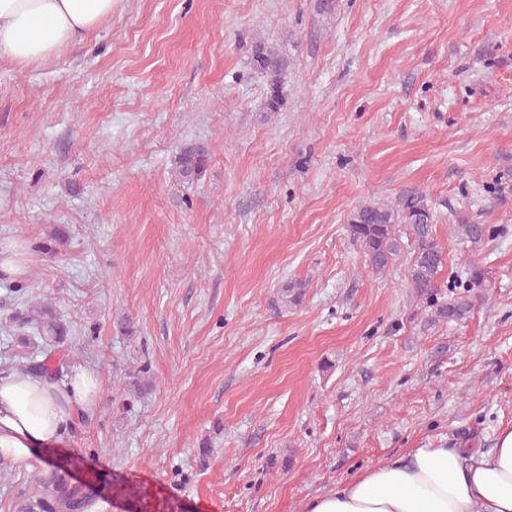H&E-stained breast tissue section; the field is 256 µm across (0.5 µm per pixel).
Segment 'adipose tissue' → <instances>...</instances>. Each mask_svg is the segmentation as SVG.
I'll use <instances>...</instances> for the list:
<instances>
[{"label":"adipose tissue","mask_w":512,"mask_h":512,"mask_svg":"<svg viewBox=\"0 0 512 512\" xmlns=\"http://www.w3.org/2000/svg\"><path fill=\"white\" fill-rule=\"evenodd\" d=\"M117 0H0V58L28 66L82 44ZM102 400L96 374L53 382L14 372L0 378V460L28 462L56 447ZM307 512H512V424L494 448H417L315 497Z\"/></svg>","instance_id":"1"}]
</instances>
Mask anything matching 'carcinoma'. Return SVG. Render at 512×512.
Segmentation results:
<instances>
[{
	"instance_id": "obj_1",
	"label": "carcinoma",
	"mask_w": 512,
	"mask_h": 512,
	"mask_svg": "<svg viewBox=\"0 0 512 512\" xmlns=\"http://www.w3.org/2000/svg\"><path fill=\"white\" fill-rule=\"evenodd\" d=\"M253 63L268 79L266 109L277 112L285 98L282 78L286 63L271 46L259 44L252 52ZM210 160L207 147L201 143H185L179 146L175 158V172L186 182L199 181L204 176ZM434 212L427 195L408 192L394 205L365 204L351 213L347 231L352 242L359 246L368 266L376 274L387 271L401 252V238L397 226L405 227L410 237L413 253L408 267L407 280L417 296L424 298L432 308L431 321L459 322L466 319L472 308L471 292L485 287L486 272L474 263L468 265L466 277L455 276L448 287L461 288L448 302L435 300L441 271L446 264L445 252L433 233ZM457 237L479 245L492 237L493 231L486 224L461 219L455 225ZM33 327L45 342L61 344L66 341L69 329L50 310L42 312L41 319H18V328ZM25 371L39 377L56 379L58 368L53 364V351L44 359L33 360ZM37 483L42 493L20 494L14 512H89L96 504L97 490L92 484L74 485L67 473L52 462L39 472Z\"/></svg>"
}]
</instances>
